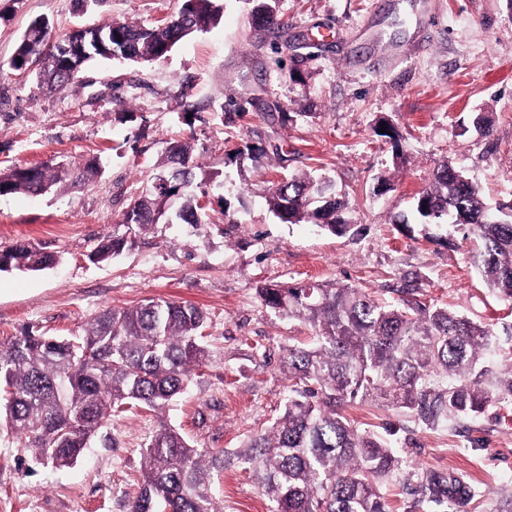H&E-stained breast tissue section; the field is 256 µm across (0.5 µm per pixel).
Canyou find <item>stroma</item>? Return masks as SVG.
<instances>
[{
  "mask_svg": "<svg viewBox=\"0 0 512 512\" xmlns=\"http://www.w3.org/2000/svg\"><path fill=\"white\" fill-rule=\"evenodd\" d=\"M145 64L96 60L64 88L16 75L8 61L28 24L53 39L107 21L150 26L178 0H0V171L97 159L85 186L0 196V246H42L51 269L0 272V337L76 336L108 307L162 298L206 316L207 364L165 413L112 418L62 471L0 436V512H128L148 439L161 424L197 448L236 452L280 415L290 382L279 362L310 328L262 306L258 288L304 282L369 289L393 300L405 282L430 305L490 325L512 354V301L489 293L461 233L410 222L416 193L451 161L489 207L512 203V5L507 0H280L282 32L259 30L246 0ZM198 112L185 119L184 102ZM244 113H236V106ZM399 134L377 137L378 121ZM188 142L199 167L189 188L202 221H159L121 255L95 263L99 240L153 182L170 144ZM264 151L240 167L238 148ZM326 176L348 200L334 234L283 224L265 197L282 176ZM360 429L391 436L416 466L468 475L477 496L453 512H496L512 495V406L429 429L408 413L346 407ZM223 512H267L240 464L216 483Z\"/></svg>",
  "mask_w": 512,
  "mask_h": 512,
  "instance_id": "stroma-1",
  "label": "stroma"
}]
</instances>
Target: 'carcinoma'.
<instances>
[{
  "label": "carcinoma",
  "instance_id": "obj_1",
  "mask_svg": "<svg viewBox=\"0 0 512 512\" xmlns=\"http://www.w3.org/2000/svg\"><path fill=\"white\" fill-rule=\"evenodd\" d=\"M255 22L277 29L279 0H247ZM220 0H181L168 24L108 22L51 41L49 22L28 25L11 60L19 75L39 68L50 87H66L69 55L137 62L160 60L191 33L218 20ZM193 175L192 146H170L160 162ZM97 175L91 162L74 168H14L0 172V196L38 195L70 181L86 185ZM179 183L150 187L132 198L118 228L103 237L91 260L119 255L159 222L165 198ZM266 202L284 224L311 222L333 233L347 227L345 201L324 179L293 176L272 188ZM200 207L186 200L178 216L198 224ZM418 223L448 225L478 244L475 264L486 287L512 300V205L495 217L480 191L449 162L435 167L428 188L414 197ZM57 255L44 247H0V271H41ZM266 307L313 331L308 343L288 346L282 367L292 381L282 414L249 439L236 458L260 487L269 512H389L383 486L403 461L389 444L357 429L343 414L355 400L403 409L427 428L474 417L492 402L512 405V361L496 352L490 327L459 312L399 298L378 303L354 287L308 284L262 287ZM206 316L195 306L149 299L108 307L78 336L24 332L0 340V433L57 470L90 447L105 420L132 406L163 413L193 372L206 364ZM224 454L195 448L173 426L162 425L146 444L130 512H221L213 491ZM420 504L431 510L469 501L474 490L459 474L423 471Z\"/></svg>",
  "mask_w": 512,
  "mask_h": 512
}]
</instances>
